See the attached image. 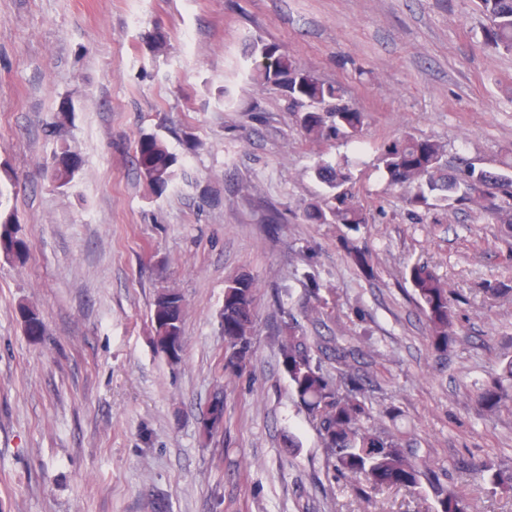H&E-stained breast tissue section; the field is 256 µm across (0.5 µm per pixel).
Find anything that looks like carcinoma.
Instances as JSON below:
<instances>
[{"instance_id":"1","label":"carcinoma","mask_w":512,"mask_h":512,"mask_svg":"<svg viewBox=\"0 0 512 512\" xmlns=\"http://www.w3.org/2000/svg\"><path fill=\"white\" fill-rule=\"evenodd\" d=\"M479 6L486 19L485 45L512 53V0H479ZM251 56L254 79L283 93L310 141L339 136L355 139L367 124L368 114L347 103L343 84L321 79L279 45L257 40ZM136 154L150 190L163 194L174 180L176 156L154 133L140 135ZM379 160L390 184L406 193L411 213L437 206L452 214L476 209L512 236V174L487 171L473 164L450 172L441 142L411 135L384 143ZM80 168L78 154L66 146L54 153L49 170L53 182L66 187L78 177ZM315 173L329 192L306 208V222L368 223L367 209L349 187L351 174L347 168L320 162ZM339 248L361 275L374 276V257L367 245L343 236ZM0 252L22 262L28 256V246L19 237V222L12 212H0ZM405 278L424 317L431 349L438 355L448 354L459 339V329L447 284L421 263L408 266ZM257 292L256 282L247 273L225 284L219 329L224 336V376L230 380L247 371L254 354ZM312 298L314 302L299 314L290 309L282 311L278 352L297 402L312 418L333 475L345 479L365 499L384 488L410 490L425 486L435 512H470L461 494L416 449L405 447L399 435L374 428L372 407L365 398L368 377L361 369L360 351L332 336L309 335L305 322L320 321L326 305L317 282ZM184 320L183 295L174 289L158 293L151 311L153 342L172 366L182 360ZM476 398L487 412L507 405L512 399V359L478 389ZM207 410L211 420L204 422L203 435L212 441L224 436L223 390L213 394ZM472 470L490 492H512V471L501 469L495 461L480 459L473 463Z\"/></svg>"}]
</instances>
